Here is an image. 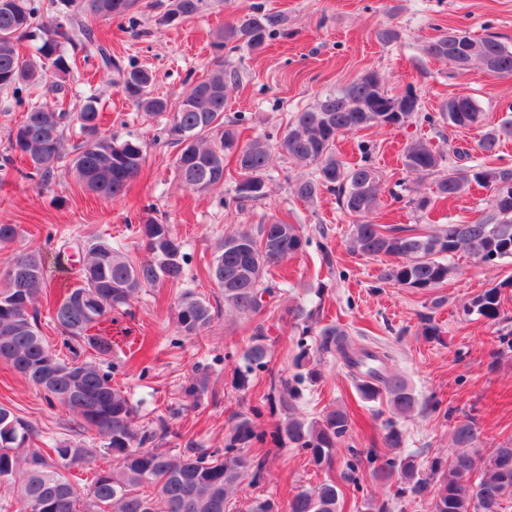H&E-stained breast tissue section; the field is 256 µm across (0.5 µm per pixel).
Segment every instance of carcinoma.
Listing matches in <instances>:
<instances>
[{
    "label": "carcinoma",
    "mask_w": 512,
    "mask_h": 512,
    "mask_svg": "<svg viewBox=\"0 0 512 512\" xmlns=\"http://www.w3.org/2000/svg\"><path fill=\"white\" fill-rule=\"evenodd\" d=\"M141 0H88L94 17L110 21L133 20ZM205 0H171L164 21H186L197 15ZM57 0H0V90L10 91L23 120L9 134L11 149L24 156L29 180L48 184L56 171L71 173L88 190L104 199L122 196L138 176L147 146L139 139L118 140L99 132L100 113L91 95L73 112L52 109L39 102L40 90L60 93L62 81L77 65L65 45L78 46L89 37V28L74 17L51 16ZM283 13L252 6L242 20L215 34L213 45L221 51H256L283 33ZM39 41L35 54L24 56L19 43L25 38ZM467 41L468 52L456 51V40L446 30L425 46L428 55L463 70L477 61L502 78L512 77V48L495 35ZM101 66L113 73L127 100L144 116L168 112L166 99L152 92V76L134 66L127 68L103 47ZM236 78L219 68L209 78L191 85L166 128L168 140L181 145L175 168L182 183L198 192L224 184L228 176L224 156L233 154L239 175L234 200L257 201L266 196V171L273 151L269 139L242 140L239 123L224 119V108ZM399 104L397 112H382L385 103ZM420 111L419 99L404 108L403 100L391 96L374 72L358 77L346 87L324 95L313 108L299 112L278 148L312 172L296 184V195L312 201L323 190L336 194L345 213L356 218L350 234V250L373 259L390 258L379 280L417 292H431L456 274L454 259L464 253L483 264L512 260V168L485 161L474 165L464 147L444 150L423 138L411 140L403 153V167L421 178L442 173L435 181L439 198L459 199L474 187L490 191L485 206L470 220L419 230L370 220L379 207L380 176L372 162L371 148L359 146L356 163L344 161L336 141L346 133L370 127L405 124ZM422 120L432 126L469 129L482 124L484 113L468 95L446 100L436 115ZM79 127L85 140L65 150L64 131ZM512 139V116L487 129L478 143L483 158H492L501 144ZM139 232L150 258L131 262L112 243L101 238H74L82 254L75 272L78 283L68 289L56 305L53 320L64 335L71 357H59L44 339L36 302L43 291L44 264L36 252L11 256L0 271V356L32 384L47 400L76 414L82 428L95 430L107 439L105 453L112 456V469L94 473L88 492L80 495L67 472L87 463L91 450L78 441L59 440L46 458L34 447L37 431L11 408L0 405V485L17 496V512H232L243 480L259 478L268 465L264 450L267 433L257 407L242 416L230 430L224 451L186 448L180 454L159 446L167 433L165 421L156 429L135 426L138 407L112 385L111 376L80 351L93 349L98 355L112 352V340L96 331L113 312L128 305L140 290L162 280L178 282L185 275L183 243L170 225L155 218L145 220ZM307 239L299 227L283 219L224 236L214 249L209 275L222 289L224 307L241 315L265 310L263 296H273L265 285L267 276L285 259L303 251ZM512 279L499 282L469 299L464 306L493 324L500 322L506 293ZM221 308L213 307L193 291L182 293L176 314L177 335L197 338L210 327ZM302 333H314L316 350L331 354L349 370L360 396L367 401L386 397L390 412L406 418L420 404L403 379L389 368L386 351L358 346L348 331L329 323L312 330L313 313L302 307L291 309ZM268 329L260 324L243 350L245 367L235 372L245 389L255 371L268 367ZM278 398L285 411L274 433L291 447L307 454L319 469H330L340 442L349 433L351 419L342 407L319 417L300 412L299 390L282 382ZM478 432L471 420L453 426V451L418 462L404 454V433L391 420L386 425L384 445L396 450L374 471L373 476L397 485L401 496L429 498L430 512H503L512 499V443L497 448L487 458L478 454ZM344 494L336 482L326 479L288 501V512H340Z\"/></svg>",
    "instance_id": "cac0c4a2"
}]
</instances>
